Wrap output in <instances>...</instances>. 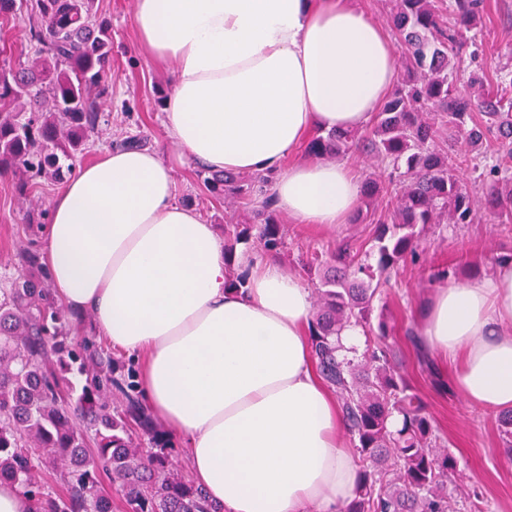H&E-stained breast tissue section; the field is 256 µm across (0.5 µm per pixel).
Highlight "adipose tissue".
Returning a JSON list of instances; mask_svg holds the SVG:
<instances>
[{"instance_id": "1", "label": "adipose tissue", "mask_w": 512, "mask_h": 512, "mask_svg": "<svg viewBox=\"0 0 512 512\" xmlns=\"http://www.w3.org/2000/svg\"><path fill=\"white\" fill-rule=\"evenodd\" d=\"M134 22L141 53L172 69L163 127L178 151L111 148L67 181L43 227L55 295L139 360L153 415L224 512H341L359 465L312 361L311 293L268 256L229 286L224 242L176 202L174 171L269 173L297 223H345L359 174L284 160L312 130L368 122L396 80L393 45L356 0H136ZM422 331L461 359L472 403L512 409V260L435 289Z\"/></svg>"}]
</instances>
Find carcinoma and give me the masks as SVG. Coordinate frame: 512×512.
I'll return each instance as SVG.
<instances>
[{"label": "carcinoma", "mask_w": 512, "mask_h": 512, "mask_svg": "<svg viewBox=\"0 0 512 512\" xmlns=\"http://www.w3.org/2000/svg\"><path fill=\"white\" fill-rule=\"evenodd\" d=\"M483 18L484 0H393L404 69L394 91L370 128L318 131L305 147L317 158L361 150L386 173L363 186L360 222L376 226V265L350 244L307 263L317 278L313 360L365 462L343 512H449L457 496V460L396 353L341 358L336 336L352 323L370 326L378 286L418 260L427 225L473 224L480 213L512 224V70L491 78L478 63ZM27 25L34 57L0 66V173L20 176L23 194L37 177L72 172L102 118L110 70L109 22L96 0H29ZM206 173L205 188L227 200L228 282L243 288L237 246L279 254L284 225L270 198L257 224L233 209L265 176ZM129 387L102 349L69 336L40 254L21 251L16 276L0 281V481L17 486L35 512H112L106 480L128 512H224L145 448L156 426ZM114 389L124 404L112 402ZM46 472L60 475L62 490Z\"/></svg>", "instance_id": "carcinoma-1"}]
</instances>
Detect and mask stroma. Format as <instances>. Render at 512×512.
I'll return each mask as SVG.
<instances>
[{"label": "stroma", "mask_w": 512, "mask_h": 512, "mask_svg": "<svg viewBox=\"0 0 512 512\" xmlns=\"http://www.w3.org/2000/svg\"><path fill=\"white\" fill-rule=\"evenodd\" d=\"M98 4L112 24L109 96L98 131L80 162L95 161L133 135L146 136L148 147L169 152L172 145L164 133L160 100L170 88L171 72L155 67L138 52L135 0H98ZM486 5L483 59L492 75L508 62L504 48L512 44V0H486ZM17 185L12 174L0 176V274L12 272L21 248H43L40 227L48 223L51 202L63 188L62 183L40 179L24 199ZM175 185L177 202L197 209L206 223L223 224L224 202L209 196L196 164L177 168ZM279 217L288 228L290 248L278 259L301 282L309 280L305 264L313 250H332L346 241L366 252L372 248L373 225L327 228L292 223L284 211ZM509 251L512 231L499 224L430 225L420 238L419 262L401 266L373 302L372 323L386 321L390 334L372 337V346L396 350L401 372L425 403L441 440L459 460L458 512H474L478 506L483 512H512V460L503 452L497 411L470 402L453 385L455 364L424 347L418 307L438 286L430 277L433 266L450 268L447 285H461L472 274L490 272L496 256Z\"/></svg>", "instance_id": "stroma-1"}]
</instances>
